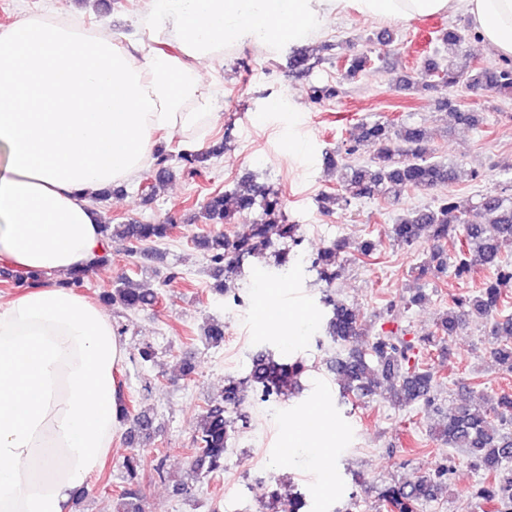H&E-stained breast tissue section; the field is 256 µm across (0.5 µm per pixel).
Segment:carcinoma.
Returning a JSON list of instances; mask_svg holds the SVG:
<instances>
[{
  "label": "carcinoma",
  "instance_id": "cac0c4a2",
  "mask_svg": "<svg viewBox=\"0 0 512 512\" xmlns=\"http://www.w3.org/2000/svg\"><path fill=\"white\" fill-rule=\"evenodd\" d=\"M439 40L447 46L448 60L443 62L428 57L422 62L420 81L424 90L436 86L448 89L485 90L489 93H512V61L504 60L489 66H474L467 62L466 43L468 34L456 27L440 31ZM374 51L367 49L346 59L342 65V79L353 81L372 61ZM440 108L448 110L455 121L475 127L482 123V115L464 110L456 98L445 97ZM427 129L415 125H396L391 121H376L361 125L360 140L377 146L372 160L364 164L352 163L358 145L349 144L336 154L326 156V163L336 173L337 193L329 196L336 205L348 206L364 198L380 200L399 199L408 191L433 189L454 184L460 170L451 163L427 159ZM220 154L219 149L201 153L183 152L177 156L180 168L200 173V168ZM172 158L162 152L154 163V183L143 192L153 196L155 184L175 176L177 167L168 164ZM478 208L485 222L473 224L469 220L471 208ZM209 219L230 220L233 215L248 216L260 210V218L252 224L247 236L229 238L222 232L210 233L198 239L197 246L224 273V280L217 281L221 293L231 292L233 277L241 272L245 261L260 255L277 236L287 247L298 245L296 225L288 223L283 212V200L278 192L253 180L237 185L230 193H217L203 204ZM106 248L94 264L109 260L112 244L121 242L129 254L142 251L148 244L163 242L172 237L174 225L142 223L131 219L123 224L104 221L100 224ZM394 242L410 246L420 240L430 244L429 260L421 268V274L445 269L443 254L451 250L454 255L453 273L462 278L477 267L496 271L494 278L484 283L478 294L460 297L436 322V332L451 335L459 323L467 318L488 321L503 306L502 286L512 282V260L505 258L504 248L512 245V196L496 190L479 196L476 204L467 199L441 195L432 205L412 209L400 218L393 229ZM344 248L334 243L323 248L312 260L319 278L328 288L336 286L339 254ZM15 288L34 287L46 282L43 274L18 272L11 276ZM104 301L117 304L129 312H140L155 307L159 292L140 287L129 279L122 280L110 292L102 295ZM328 309L325 333L334 342L349 343L364 334L358 308L328 293L323 298ZM207 344L218 346L224 342V322L212 320L203 328ZM369 351L376 362L370 366L365 353L350 351L336 358L331 365L338 377L340 395L350 393L367 396L383 385L388 399L394 405L403 406L415 401L431 404L435 401L434 374L420 366L415 346L394 334H382L372 338ZM492 353L500 365L512 371V344L497 343ZM308 371L299 360L276 359L267 352H260L251 360L249 373L241 379H231L224 387L223 401L209 405L200 416L193 438L194 456L192 467L199 475H209L224 469V454L228 441L235 433L237 421L229 409H239L245 401V392L252 389L262 401H278L297 384V379ZM122 419L131 422L129 444L136 447L143 438L156 430L155 419L146 411L133 413L126 402H121ZM512 424V395L503 393L495 399L476 407L463 402L451 408L438 424L437 433L451 448H463L475 465L490 476L491 481L478 491V497L499 504L512 512V474L501 475L502 465L512 460V432L506 426ZM122 467L126 473V485L117 498L116 512H141L138 478L141 467L139 454L130 452ZM445 470L440 469L421 477L412 484L389 483L381 487L378 496L389 512H417L420 502L435 496ZM281 512H300L305 502L300 494L282 496L272 493Z\"/></svg>",
  "mask_w": 512,
  "mask_h": 512
}]
</instances>
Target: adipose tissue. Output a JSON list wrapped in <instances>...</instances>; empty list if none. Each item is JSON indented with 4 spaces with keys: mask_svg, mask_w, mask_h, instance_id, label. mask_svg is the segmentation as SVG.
<instances>
[{
    "mask_svg": "<svg viewBox=\"0 0 512 512\" xmlns=\"http://www.w3.org/2000/svg\"><path fill=\"white\" fill-rule=\"evenodd\" d=\"M347 7L462 14L512 58V0H148L146 38L125 47L31 13L0 29V263L53 276L0 302V512H69L119 423L124 346L62 282L103 251L92 196L142 171L155 132L210 119L197 64L319 38Z\"/></svg>",
    "mask_w": 512,
    "mask_h": 512,
    "instance_id": "obj_1",
    "label": "adipose tissue"
}]
</instances>
